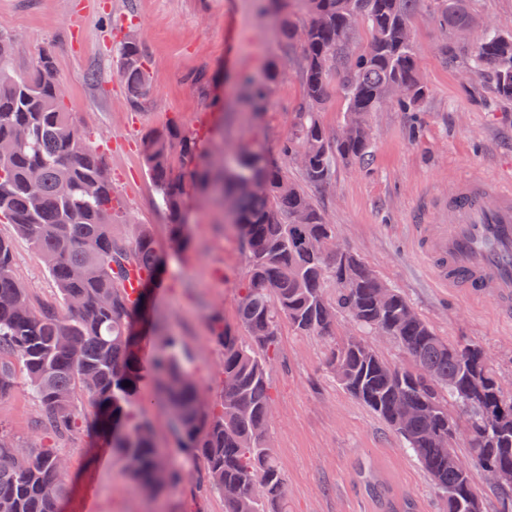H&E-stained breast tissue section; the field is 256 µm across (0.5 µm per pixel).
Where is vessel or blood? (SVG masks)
Wrapping results in <instances>:
<instances>
[{
  "label": "vessel or blood",
  "mask_w": 512,
  "mask_h": 512,
  "mask_svg": "<svg viewBox=\"0 0 512 512\" xmlns=\"http://www.w3.org/2000/svg\"><path fill=\"white\" fill-rule=\"evenodd\" d=\"M442 211V223L416 227L419 249L435 276L507 309L512 304V188L465 179Z\"/></svg>",
  "instance_id": "1"
}]
</instances>
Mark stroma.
I'll return each mask as SVG.
<instances>
[{"label":"stroma","instance_id":"1","mask_svg":"<svg viewBox=\"0 0 512 512\" xmlns=\"http://www.w3.org/2000/svg\"><path fill=\"white\" fill-rule=\"evenodd\" d=\"M473 22L465 38L439 26L430 4L411 22L420 77L429 89L418 112L384 108L368 118L369 165L337 164L331 181L306 184L298 164L288 166L336 228L339 242L356 253L418 316L451 343L479 344L497 376L512 380V318L490 300H473L438 283L415 244L416 211L430 198H450L458 180L486 178L512 183V101L501 99L486 72L473 69L470 52L487 31L512 34V0H466ZM307 19L300 0H0V34L14 37V67L28 70L49 53L66 91L74 121L103 144L102 158L123 209L119 232L151 225L166 264L152 286L156 307L189 351L186 368L204 395L220 387L222 354L205 325L203 305L236 318L246 278V255L237 229L223 210L194 196L188 205L191 247L174 251L167 220L155 207L156 192L140 151L145 130L170 118L185 125L213 111L222 98L230 122L204 142L210 156L232 161L243 149L276 159L303 97L300 44L279 35L284 17ZM133 37L142 43L150 74L146 103L133 111L117 73L115 46ZM279 75L264 110L254 116L237 101L240 79H264L269 65ZM211 78L202 94L191 78ZM19 281L42 300L55 296L38 254L15 244ZM351 325L339 319L329 340L281 327L270 369L274 398L270 445L286 476L287 512H383L368 489L366 473L415 512H446L418 461L389 426L344 391L328 359L334 340ZM37 404L26 384L0 399V427L20 443L34 438ZM69 493L60 512H224L223 497L210 493L199 469L161 500L140 493L105 440L92 432L66 443Z\"/></svg>","mask_w":512,"mask_h":512}]
</instances>
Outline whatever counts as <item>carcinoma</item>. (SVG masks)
I'll list each match as a JSON object with an SVG mask.
<instances>
[{
    "instance_id": "obj_1",
    "label": "carcinoma",
    "mask_w": 512,
    "mask_h": 512,
    "mask_svg": "<svg viewBox=\"0 0 512 512\" xmlns=\"http://www.w3.org/2000/svg\"><path fill=\"white\" fill-rule=\"evenodd\" d=\"M302 2L306 24L283 29L288 44L301 42L303 101L281 161L252 152L230 164L206 161L202 138L178 119L141 138L153 145L143 157L172 242L184 244L186 200L199 192L224 205L246 249L236 321L227 322L216 308L204 312L223 358L220 389L209 397L185 369L182 338L161 316L151 317L157 348L144 370L132 324L147 295L128 300L121 275L137 265L145 279L154 277V234L145 224L131 236L115 233L120 206L112 178L92 132L67 110L53 57L42 54L18 74L13 46L0 36V144L11 145L0 156V223L13 230L0 236V398L14 391L19 364L39 411L36 440L26 447L0 429V512H58L68 473L59 445L91 425L108 437L112 455L145 495L158 498L180 484L183 466L156 447L138 398L146 372L185 459L203 468L219 494L227 484L240 488L237 498L224 500V512H284L286 477L267 441L278 330L286 322L298 334L334 339L340 316L360 336L332 349L329 366L337 381L401 438L442 493L447 512L483 507L472 470L448 466V457L458 455L457 437H464L466 457L478 467L512 468V410L496 425L486 417L503 397L485 351L474 343L452 344L420 317H407L411 305L395 288L390 302L380 305L383 282L355 253L321 257L313 243L335 235V225L288 179L293 161L314 186L328 183L339 161L368 164L369 113L386 103L398 112L418 111L428 88L405 29L422 0ZM432 2L439 25L470 23L463 0ZM360 23L369 39L356 52ZM118 54L119 77L138 108L150 80L145 50L127 38ZM472 64L489 71L497 93L512 99L511 34L488 32ZM277 76L273 64L266 82L242 80L249 110L264 109ZM332 81L345 102L340 137L319 118ZM22 132L27 139H19ZM17 239L40 256L56 300L35 298L18 280ZM376 333L394 338L413 366L382 358L365 340ZM126 381L131 386H123ZM403 407L414 419L400 426L395 416ZM253 485L264 487L263 497L249 495Z\"/></svg>"
}]
</instances>
